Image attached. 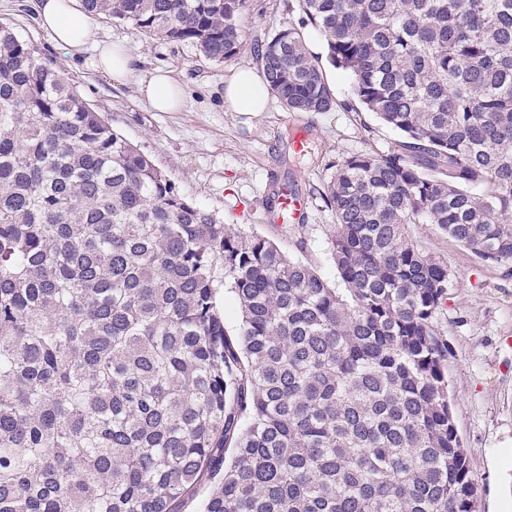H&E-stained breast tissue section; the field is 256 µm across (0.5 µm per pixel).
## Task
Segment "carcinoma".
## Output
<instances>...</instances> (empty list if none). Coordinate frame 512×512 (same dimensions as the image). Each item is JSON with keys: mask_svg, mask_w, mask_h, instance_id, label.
Returning <instances> with one entry per match:
<instances>
[{"mask_svg": "<svg viewBox=\"0 0 512 512\" xmlns=\"http://www.w3.org/2000/svg\"><path fill=\"white\" fill-rule=\"evenodd\" d=\"M212 62L244 50L290 112L334 88L247 0H81ZM401 134L321 191L343 287L223 224L0 26V512H477L412 224L512 265V0H297ZM233 292L236 332L219 294Z\"/></svg>", "mask_w": 512, "mask_h": 512, "instance_id": "cac0c4a2", "label": "carcinoma"}]
</instances>
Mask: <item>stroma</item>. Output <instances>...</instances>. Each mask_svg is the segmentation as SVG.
Returning a JSON list of instances; mask_svg holds the SVG:
<instances>
[{
  "mask_svg": "<svg viewBox=\"0 0 512 512\" xmlns=\"http://www.w3.org/2000/svg\"><path fill=\"white\" fill-rule=\"evenodd\" d=\"M301 20L297 0H250L241 25L253 39ZM0 24L29 43L41 63L64 71L113 129L171 173L187 199L225 223L274 241L335 280L327 248L334 218L320 196L330 164L350 153L386 152L400 138L373 113L357 109L343 71L324 69L336 91L333 111L293 113L273 99L268 111L234 112L224 106V80L238 67L256 65L250 52L215 63L189 44L150 43L131 24L96 19L99 40L133 48L140 59L139 77L162 68L182 84L184 108L155 112L136 84L112 83L97 68L94 49L72 54L57 46L40 27L31 0H0ZM300 128L315 148L302 160L288 147L290 135ZM291 180L312 201L310 216L297 231L261 220L275 184ZM410 234L423 253L447 262L452 273L438 325L451 351L454 415L471 452L480 512H512V272L477 262L436 225H411Z\"/></svg>",
  "mask_w": 512,
  "mask_h": 512,
  "instance_id": "obj_1",
  "label": "stroma"
}]
</instances>
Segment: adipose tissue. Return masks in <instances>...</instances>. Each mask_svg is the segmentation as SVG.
<instances>
[{"instance_id":"adipose-tissue-1","label":"adipose tissue","mask_w":512,"mask_h":512,"mask_svg":"<svg viewBox=\"0 0 512 512\" xmlns=\"http://www.w3.org/2000/svg\"><path fill=\"white\" fill-rule=\"evenodd\" d=\"M35 8L41 27L57 45L75 53L96 46L97 65L113 82L123 84L134 78L139 59L133 50L97 41L93 20L78 0H36ZM138 87L155 111L174 112L183 103L182 86L166 71L155 70L149 78L138 81ZM268 98L264 76L255 68H239L224 81V105L231 111H265Z\"/></svg>"}]
</instances>
